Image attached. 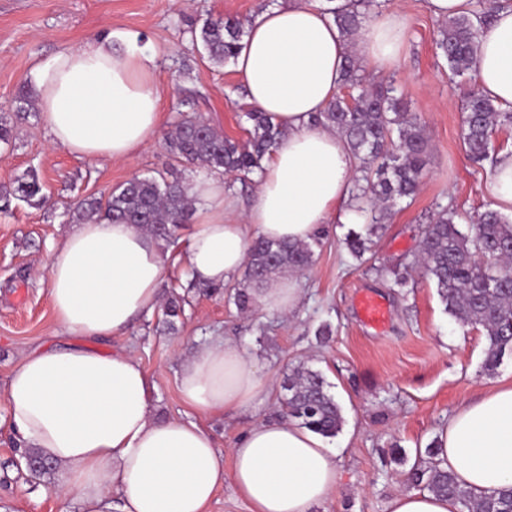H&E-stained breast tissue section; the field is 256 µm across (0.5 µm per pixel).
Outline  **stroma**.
Returning a JSON list of instances; mask_svg holds the SVG:
<instances>
[{
  "label": "stroma",
  "mask_w": 512,
  "mask_h": 512,
  "mask_svg": "<svg viewBox=\"0 0 512 512\" xmlns=\"http://www.w3.org/2000/svg\"><path fill=\"white\" fill-rule=\"evenodd\" d=\"M382 9L402 15L407 33L399 68L390 75L417 112L430 138L429 162L410 206H395L363 258L353 257L344 239L346 224L329 225L315 246L311 266L297 275L304 300L287 316L242 312L227 292L240 282L232 276L222 289L190 287L181 259L197 229L180 225L164 243L170 258L160 287L162 300L184 299L175 327L164 308L138 318L112 347L134 351L150 380V402L159 418L199 421L225 449L252 423L255 412L279 414V384L299 366L320 370L344 417L341 431L327 438L340 458L335 492L313 512H388L390 500L408 491V466L390 460L389 448L408 457L439 439L442 426L481 390L512 380V355L494 371L484 368V331L450 315L434 281L414 264L422 232L439 207L457 208L463 224L492 203L489 171L468 159L462 141L464 85L451 80L435 46L441 24L427 0H381ZM262 0H0V116L12 129L0 142V188L37 177L47 201L12 200L0 212V390L23 353L75 343L55 320L42 282L40 262L76 226L74 212L87 197L107 198L134 177L193 182L201 168L177 162L166 139L183 116L196 113L238 142L251 123L244 115L243 85L232 64L217 66L204 55L202 26L218 18L257 13ZM115 28L151 43L157 56V88L162 118L148 146L129 161H87L51 146L38 110L19 111L32 62L81 44ZM407 269L406 287L394 285L393 269ZM385 305L380 326L364 323L361 295ZM330 325L319 339L316 330ZM238 339L274 384L258 411L203 416L180 395L181 362L205 340ZM9 413L0 405V512H81L74 497L57 493L59 472L35 477L18 465Z\"/></svg>",
  "instance_id": "stroma-1"
}]
</instances>
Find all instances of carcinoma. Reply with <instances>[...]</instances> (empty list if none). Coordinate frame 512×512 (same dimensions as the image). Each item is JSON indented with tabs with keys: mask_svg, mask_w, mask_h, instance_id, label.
<instances>
[{
	"mask_svg": "<svg viewBox=\"0 0 512 512\" xmlns=\"http://www.w3.org/2000/svg\"><path fill=\"white\" fill-rule=\"evenodd\" d=\"M472 13L449 17L437 30L436 48L448 61L449 71L461 77L471 70L481 26L500 7V0H478ZM378 0H347L328 10L341 36L353 40L363 29L368 14ZM246 22L217 19L201 29V40L209 62H230L245 33ZM342 87L314 122L336 130L358 160L362 176L352 197L357 209L369 207L364 231H353L346 246L356 257L369 249L370 236L383 226L393 207L416 196L428 159L429 137L417 113L391 84H372L363 74V62L354 54L346 57ZM252 122L249 139L239 143L218 132L198 116L183 118L168 135L170 152L179 160L213 172L243 178L261 170V161L270 152L281 130L267 115L253 107L246 112ZM512 128V111H504L475 89L465 92L462 139L469 158L480 167L494 168L498 156L491 138L495 130ZM43 186L32 177L20 180L0 195V209L10 199L39 204ZM191 184L177 179L134 178L113 189L107 199L87 198L78 206L83 221L137 224L154 238L167 240L175 228L186 224L194 211ZM459 212L442 207L422 235L416 264L433 280L445 310L458 321L482 327L487 346L484 368L495 370L505 353H512V276L504 262L512 261V218L487 208L476 223L462 230ZM318 237L308 242H274L263 237L252 241L243 279L233 295L242 311L253 309L251 288L288 270L307 268ZM282 414L323 437H334L344 418L323 375L302 367L283 377ZM439 447L430 444L416 451L407 474L408 483L432 493L455 497L462 512H512V488L488 495H475L460 487L451 473L439 467Z\"/></svg>",
	"mask_w": 512,
	"mask_h": 512,
	"instance_id": "cac0c4a2",
	"label": "carcinoma"
}]
</instances>
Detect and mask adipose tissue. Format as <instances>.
I'll return each instance as SVG.
<instances>
[{
  "instance_id": "ef3b65f1",
  "label": "adipose tissue",
  "mask_w": 512,
  "mask_h": 512,
  "mask_svg": "<svg viewBox=\"0 0 512 512\" xmlns=\"http://www.w3.org/2000/svg\"><path fill=\"white\" fill-rule=\"evenodd\" d=\"M405 33L400 15L380 13L348 44L313 0H277L252 18L234 68L247 104L282 135L245 211L235 210L223 178L195 180L197 229L184 252L191 279L224 284L244 267L253 235L304 242L326 225L351 223L356 162L344 138L312 117L338 93L348 53L388 74L400 63ZM156 57L150 44L111 30L37 60L29 81L51 144L87 160L134 158L161 122ZM471 70L483 94L512 107V6L485 25ZM43 270L58 323L88 343L25 353L0 401L17 441L61 468L57 491L75 496L82 512H207L227 481L250 512H312L335 492L338 454L318 434L261 417L223 450L194 420L154 418L149 379L132 354L96 349L159 306L166 256L143 228L79 225L50 250ZM253 296L268 313L286 314L302 302L291 276L259 285ZM178 382L183 401L211 416L255 407L272 379L238 340L226 338L196 347ZM438 459L474 494L512 487V382L449 418ZM388 510L460 512V504L409 491Z\"/></svg>"
}]
</instances>
